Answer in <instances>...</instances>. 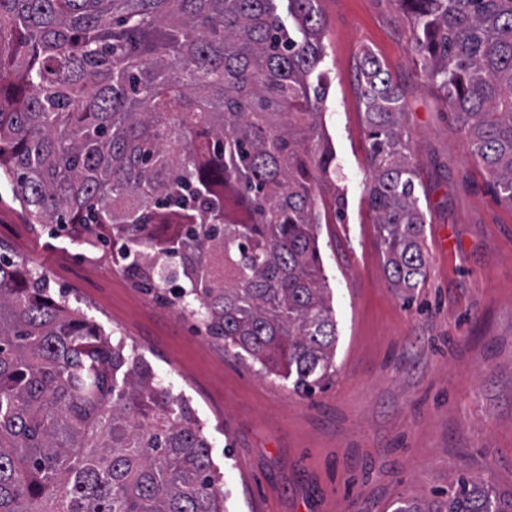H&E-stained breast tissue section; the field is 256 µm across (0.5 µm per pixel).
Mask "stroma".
Listing matches in <instances>:
<instances>
[{
	"label": "stroma",
	"mask_w": 512,
	"mask_h": 512,
	"mask_svg": "<svg viewBox=\"0 0 512 512\" xmlns=\"http://www.w3.org/2000/svg\"><path fill=\"white\" fill-rule=\"evenodd\" d=\"M322 120L347 210L319 245L336 310V370L306 397L134 286L115 250L32 223L0 185V250L46 273L171 384L203 426L228 512H443L459 475L512 498V202L420 76L395 0H318ZM373 50L405 96L426 213L421 287L391 288L365 192L370 140L358 61Z\"/></svg>",
	"instance_id": "stroma-1"
}]
</instances>
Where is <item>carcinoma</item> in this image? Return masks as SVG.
Instances as JSON below:
<instances>
[{
	"label": "carcinoma",
	"mask_w": 512,
	"mask_h": 512,
	"mask_svg": "<svg viewBox=\"0 0 512 512\" xmlns=\"http://www.w3.org/2000/svg\"><path fill=\"white\" fill-rule=\"evenodd\" d=\"M0 0V178L38 224L124 243L135 285L310 396L337 320L318 242L345 208L311 83L317 0ZM411 52L512 202V0H397ZM366 184L392 288L425 215L382 61L360 59ZM203 427L42 274L0 257V512H226ZM445 512H512L472 477Z\"/></svg>",
	"instance_id": "carcinoma-1"
}]
</instances>
